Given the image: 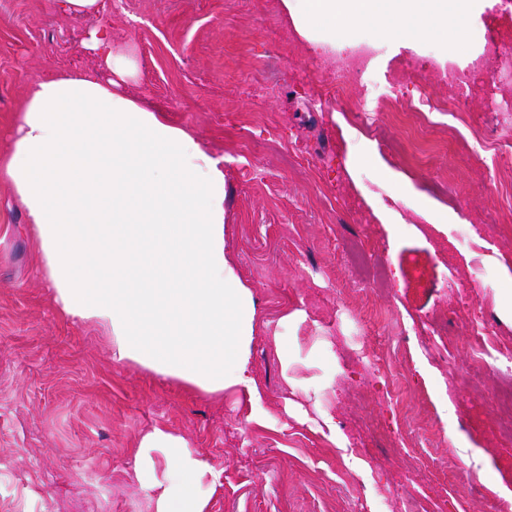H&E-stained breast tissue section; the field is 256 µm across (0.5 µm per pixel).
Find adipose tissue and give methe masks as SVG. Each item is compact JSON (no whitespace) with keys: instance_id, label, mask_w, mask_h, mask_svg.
<instances>
[{"instance_id":"1","label":"adipose tissue","mask_w":512,"mask_h":512,"mask_svg":"<svg viewBox=\"0 0 512 512\" xmlns=\"http://www.w3.org/2000/svg\"><path fill=\"white\" fill-rule=\"evenodd\" d=\"M315 45L353 41L370 26L416 48L432 29L455 30L473 0H282ZM105 72L72 70L33 84L18 136L0 155L42 242L62 313L107 330L112 360L248 406L265 424L251 346L263 324L224 236V159L197 134L125 94L133 59L108 30L84 42ZM136 471L154 512H208L219 476L164 428L140 440Z\"/></svg>"}]
</instances>
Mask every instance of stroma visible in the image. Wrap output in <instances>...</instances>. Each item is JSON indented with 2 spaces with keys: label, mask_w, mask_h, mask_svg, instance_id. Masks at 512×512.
Returning <instances> with one entry per match:
<instances>
[{
  "label": "stroma",
  "mask_w": 512,
  "mask_h": 512,
  "mask_svg": "<svg viewBox=\"0 0 512 512\" xmlns=\"http://www.w3.org/2000/svg\"><path fill=\"white\" fill-rule=\"evenodd\" d=\"M141 23L131 26L130 16ZM108 29L133 52L130 91L192 128L225 164L226 243L251 286L264 330L251 348L267 425L245 421L233 395L214 397L129 363L108 333L64 316L47 286L40 241L15 186L0 181V512H152L135 468L156 427L183 436L220 475L210 512H501L512 504V434L494 431L507 378L471 365L482 311L512 343V164L490 144L512 141V112L482 75L464 109L466 150L451 117L405 135L376 112L367 136L351 112L400 85L416 101L450 82L411 80L409 49L370 27V71L351 96L313 106L328 80L281 0H125L88 15L56 0H0V152L17 132L31 82L98 68L82 44ZM468 237H461V227ZM384 262L391 285L361 292ZM464 278L467 299L451 284ZM377 347L366 374L355 350ZM331 415L367 465L359 474L318 431ZM482 458L481 469L470 463Z\"/></svg>",
  "instance_id": "35a3bbf8"
}]
</instances>
